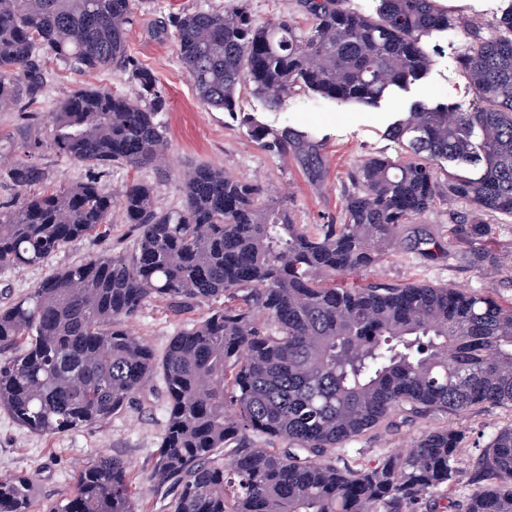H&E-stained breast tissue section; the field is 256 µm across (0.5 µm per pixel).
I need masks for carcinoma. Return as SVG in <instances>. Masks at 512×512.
I'll return each instance as SVG.
<instances>
[{
    "label": "carcinoma",
    "mask_w": 512,
    "mask_h": 512,
    "mask_svg": "<svg viewBox=\"0 0 512 512\" xmlns=\"http://www.w3.org/2000/svg\"><path fill=\"white\" fill-rule=\"evenodd\" d=\"M138 0H0V109L27 115L49 63L110 69L139 87L132 99L89 86L64 95L48 138L0 169L24 191L0 203V268L36 266L112 223L137 230L132 254H100L53 274L0 308V409L32 433L54 436L101 424L155 377L167 406L152 474L174 487L170 512H433L453 494L464 433L427 431L404 452L338 464V453L375 428L435 414L512 408V300L420 282L368 280L397 248L398 230L441 199L512 214V4L496 33L470 41L460 69L480 106L414 105L389 127L408 157L368 158L352 172L340 224H298L257 182L199 165L183 176V204L161 209L158 188L101 182L113 164L157 165L166 150L165 100L153 72L128 53ZM308 25L257 21L246 4L171 12L173 41L199 99L232 112L241 87L276 106L296 91L376 105L431 66L424 38L457 29L437 0H299ZM247 135L265 150L320 163L303 132ZM87 167L55 186L42 149ZM432 258L441 243L414 241ZM174 317L208 307L162 355L128 329L146 304ZM474 489L454 512H512V424L479 449ZM35 487L0 480V512H33ZM45 512H145L132 465L102 453L75 490Z\"/></svg>",
    "instance_id": "1"
}]
</instances>
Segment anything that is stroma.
I'll return each instance as SVG.
<instances>
[{
	"label": "stroma",
	"mask_w": 512,
	"mask_h": 512,
	"mask_svg": "<svg viewBox=\"0 0 512 512\" xmlns=\"http://www.w3.org/2000/svg\"><path fill=\"white\" fill-rule=\"evenodd\" d=\"M234 0H144L128 33V51L149 67L161 89L166 108L159 118L168 143L162 168L139 171L113 165L103 178L112 190H120L138 179L157 185L158 205L176 208L182 203L181 173L205 163L238 177L261 182L274 196L283 198L300 224L342 221L344 198L350 189L349 174L363 159L373 156L397 159L405 156L404 145L389 134L390 124L400 113L418 102L445 101L461 111L475 110L479 102L458 65V56L472 34L487 35L488 25L499 16L503 0H439L460 24L454 37H439L431 55L426 77L405 90H396L374 107L326 100L310 93H296L272 107L249 90L238 94L240 110L230 113L205 105L196 95L181 67L173 43L162 38L158 20L178 9H226ZM113 89L136 97L135 87L111 71L80 73L68 68L53 69L40 98L39 123L48 127L49 115L59 94L85 86ZM273 129L305 132L322 156L319 169H310L296 153L278 156L253 141L241 124L243 114ZM484 223V237L468 240L455 233L459 219ZM433 233L444 244L436 258L427 259L412 247L418 229ZM402 245L375 267L373 277L384 283L426 282L455 288L474 289L497 299L512 298V215L483 214L469 203L447 201L426 214L419 224L400 229ZM136 229L126 224L121 213L98 236L67 246L44 263L27 268L0 270V306L26 294L44 278L91 256L131 253ZM489 255L479 264L473 252ZM159 302L147 304L130 327L156 353H163L170 338L181 328ZM166 398L162 381L137 397L119 414L100 425L56 436H43L19 426L0 410V478L31 477L35 483L37 512L72 491L81 467L100 453L129 460L136 474V492L147 512H168L170 501L152 475L153 457L160 443ZM453 425L465 438L459 456L457 494L469 493V472L476 447L485 446L503 426L512 424V408L486 406L465 417L439 415L417 419L409 428L393 433L374 430L360 443L366 454L397 450L413 437Z\"/></svg>",
	"instance_id": "35a3bbf8"
}]
</instances>
